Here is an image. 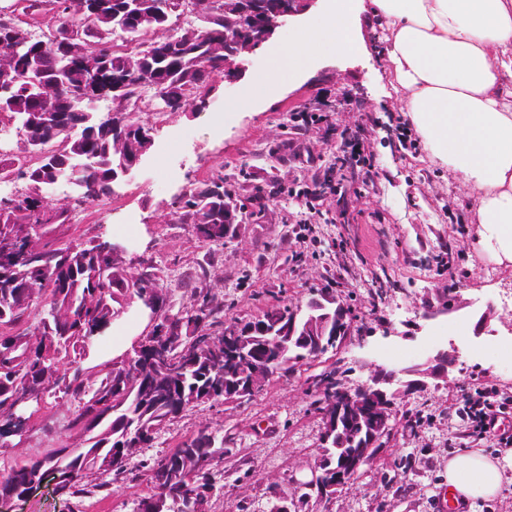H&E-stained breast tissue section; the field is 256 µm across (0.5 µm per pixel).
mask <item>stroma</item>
Instances as JSON below:
<instances>
[{"label": "stroma", "mask_w": 512, "mask_h": 512, "mask_svg": "<svg viewBox=\"0 0 512 512\" xmlns=\"http://www.w3.org/2000/svg\"><path fill=\"white\" fill-rule=\"evenodd\" d=\"M320 12L308 5L273 38L247 56L235 83L215 76L202 104L176 112L148 110L153 145L131 176L111 195L73 211L65 224L48 228L59 243L110 241L122 244L127 261L144 256L160 268L171 309L185 306L191 290L208 292L224 305L226 318L251 320L267 307H296L330 286L350 309L352 331L337 357L353 367L349 384L367 381L373 358L389 369L421 363L435 348L456 344L459 363L448 384L398 396L392 435L385 449L363 466L354 486L337 489L329 505L310 498L303 512H438L448 487V459L468 447L465 420L451 403L460 388L482 380L512 398V349L493 347L492 337H474L469 310L494 305L512 322V307L498 294L512 288V267L493 265L476 242L469 193L437 165L426 147L401 148L396 126L406 114L396 75L387 59L386 26H360L359 56L325 54L294 80L274 76L272 90L226 112L256 72L255 60L271 57ZM319 109L327 123L308 125L303 139L320 163L342 156L339 134L367 123L366 145L375 161V188L354 186L348 213L326 201L313 234L300 233L305 200L285 194L293 183L309 184L307 163L289 157L286 144L293 113ZM224 177L244 206L239 237L215 246L198 239L193 225L172 222L183 190ZM451 262L440 259L443 248ZM458 298L465 309L423 319L428 306ZM421 324L417 337L401 332ZM397 333L383 336L384 325ZM327 359L296 364L275 376L246 401L189 408L159 432L141 458H156L205 425L224 437V459L209 512H270L271 488L285 496L312 482L321 432L318 393L312 376ZM75 404L50 398L30 424L21 446L0 448V473L47 450L78 443L67 430ZM147 490L145 480L115 483L110 494L92 498L59 494L44 482L13 512H133Z\"/></svg>", "instance_id": "obj_1"}]
</instances>
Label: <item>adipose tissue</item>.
<instances>
[{"mask_svg": "<svg viewBox=\"0 0 512 512\" xmlns=\"http://www.w3.org/2000/svg\"><path fill=\"white\" fill-rule=\"evenodd\" d=\"M364 10L388 21L387 57L409 120L468 188L480 247L512 265V0H327L263 72L291 74L326 50L363 53ZM508 467L512 448L498 459L465 448L448 460V486L464 499H490Z\"/></svg>", "mask_w": 512, "mask_h": 512, "instance_id": "adipose-tissue-1", "label": "adipose tissue"}]
</instances>
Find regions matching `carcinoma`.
<instances>
[{
  "mask_svg": "<svg viewBox=\"0 0 512 512\" xmlns=\"http://www.w3.org/2000/svg\"><path fill=\"white\" fill-rule=\"evenodd\" d=\"M129 0H29L26 9L40 10L43 4L59 19L80 20L93 5L99 12L95 33L87 43L75 34L73 45H87L97 59L90 71L72 58L58 57L51 39L34 36L15 18L0 11V40L13 43L16 63L11 81L18 91L17 112H51L57 126L24 132L33 139L51 135L60 143L59 159L79 169L78 178L98 189L76 192L72 207L108 196L106 188L126 155L114 145L112 123L123 120L129 104L144 94L156 97L170 111H178L201 98L202 90L222 73L220 58L213 56L224 36L257 34L268 15L282 0H256L246 13L242 0H215L204 5L200 25L172 34V16L186 0H139L146 19L138 31L124 22ZM159 37L138 44L127 43L148 32ZM123 36V43L114 35ZM111 99L114 110L106 115L85 112L95 99ZM18 178L26 188L12 198H0V269L11 277L0 280V442L29 426L14 419L18 396L38 405L58 388L55 374L71 359L84 358L87 341L119 317L129 296L150 297L162 317V330L142 337L135 361H114L103 369L93 366L75 372L63 387V394L76 402L68 421L78 434L79 446L52 449L0 475V498L18 497L30 483L48 472L61 477L60 489L75 497H93L109 490L120 479L145 477L148 491L136 503L135 512H208L215 489L216 467L224 462V437L206 426L180 442L162 457L134 460V449L151 445L160 427L200 403H224V387L247 381L246 369L231 364L224 354L225 324L219 320L224 309L215 296L192 292L183 309L166 308L161 277L148 278L140 269L112 264L107 243L55 247L50 241L29 237L26 225L66 221L70 208L52 211L41 202L35 185L44 176L41 165L21 164ZM224 178L189 190L177 211L184 224H192L197 236L207 243H224V200L231 199ZM62 254V261L50 266L43 258ZM46 294L41 310L35 300ZM294 309L273 305L259 319L280 328L292 320ZM165 348L176 359L174 367L155 364L158 349ZM325 348L288 343V357L276 364L279 373L288 372L297 360ZM90 475L95 483L84 482Z\"/></svg>",
  "mask_w": 512,
  "mask_h": 512,
  "instance_id": "obj_1",
  "label": "carcinoma"
}]
</instances>
